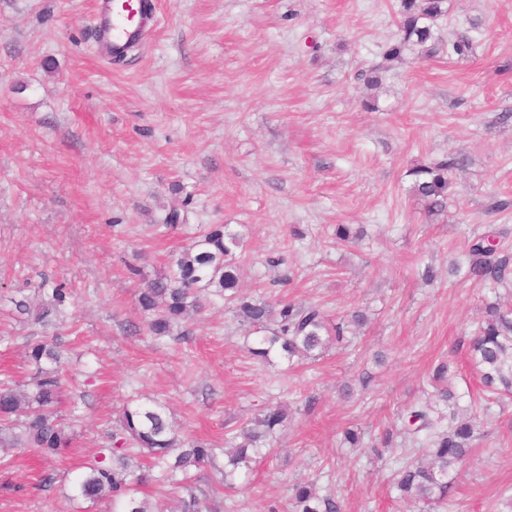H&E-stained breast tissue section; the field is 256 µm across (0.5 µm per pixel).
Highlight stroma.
<instances>
[{
    "instance_id": "35a3bbf8",
    "label": "stroma",
    "mask_w": 512,
    "mask_h": 512,
    "mask_svg": "<svg viewBox=\"0 0 512 512\" xmlns=\"http://www.w3.org/2000/svg\"><path fill=\"white\" fill-rule=\"evenodd\" d=\"M156 25L123 63L99 58L93 0H0V380L24 379L30 344L53 340L79 437L61 454L10 455L0 512H111L73 484L129 400L157 401L213 459L191 472L202 512H287L295 483L343 512H423L390 488L420 456L400 433L433 395L437 364L461 409L480 396L465 341L497 289L449 275L488 228L512 254V0H448L433 26L471 31L474 57L405 52L369 90L398 38L399 0H153ZM460 158L448 207L428 214L410 169ZM183 206L177 230L165 217ZM238 234L251 298L367 316L313 363H264L221 299L142 330L138 292L210 225ZM361 231L340 244L336 227ZM434 268L435 280L423 277ZM70 297L48 325L16 308L40 284ZM288 409L274 452L224 486V438L268 405ZM481 437L433 512H512V397L480 414ZM364 444H349L346 430ZM387 439L381 454L370 447Z\"/></svg>"
}]
</instances>
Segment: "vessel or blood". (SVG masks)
<instances>
[{"mask_svg": "<svg viewBox=\"0 0 512 512\" xmlns=\"http://www.w3.org/2000/svg\"><path fill=\"white\" fill-rule=\"evenodd\" d=\"M149 16L128 8L121 0H96L95 28L102 56H113L140 42Z\"/></svg>", "mask_w": 512, "mask_h": 512, "instance_id": "1", "label": "vessel or blood"}]
</instances>
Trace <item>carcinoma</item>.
<instances>
[{
	"instance_id": "obj_1",
	"label": "carcinoma",
	"mask_w": 512,
	"mask_h": 512,
	"mask_svg": "<svg viewBox=\"0 0 512 512\" xmlns=\"http://www.w3.org/2000/svg\"><path fill=\"white\" fill-rule=\"evenodd\" d=\"M446 0H401L399 37L385 53V61L401 59L407 49L416 48L426 58L440 54L435 41L434 23L447 15ZM475 45L465 33L448 39V52L460 58L474 54ZM456 157L444 158L430 165L418 164L409 171L410 193L426 211L445 212L448 203L449 173L459 166ZM493 233L479 235L468 242L465 276L491 288L503 283L512 271V256L495 246ZM242 239L224 231V226L210 227L194 242L186 245L172 259L168 271L151 280L138 295V304L146 313L144 329L156 337L170 335L176 321L198 313L210 296L233 303L236 317L255 333L251 354L262 362L276 355L288 364L314 362L328 349L331 341L340 345L350 327H360L365 316L354 311L349 320L334 322L312 303L281 301L274 308L263 299L238 294L239 268L235 253L243 249ZM67 292L55 288L51 301L32 304L17 302L20 312L36 322H46L62 311ZM468 359L486 391L512 394V310L498 303H488L473 336L468 341ZM31 373L25 381L0 382V448L36 450L49 456L71 447L77 439L75 425L59 414L66 386L61 373V354L49 341L29 346ZM456 372L453 360L435 367L431 380L437 397L445 403L456 398L445 385ZM430 406L406 409L405 437L424 446V463H407L394 477L400 497L440 505L448 501L454 474L465 460L479 434L480 422L473 414L460 417L432 415ZM446 425H441L443 419ZM287 419L280 405L269 406L241 426L229 439L233 451L226 453L224 482L237 470L250 468L256 458L270 454L268 439L284 426ZM211 449L202 441L187 442L169 423L164 408L152 401L128 403L123 407L119 428L112 434V446L99 449L79 478L78 495L89 502L112 500L113 512H164L161 505L145 491L148 476L142 473V459L152 461L162 473L188 474L208 460ZM289 512H342L337 497L321 494L312 482L294 488Z\"/></svg>"
}]
</instances>
